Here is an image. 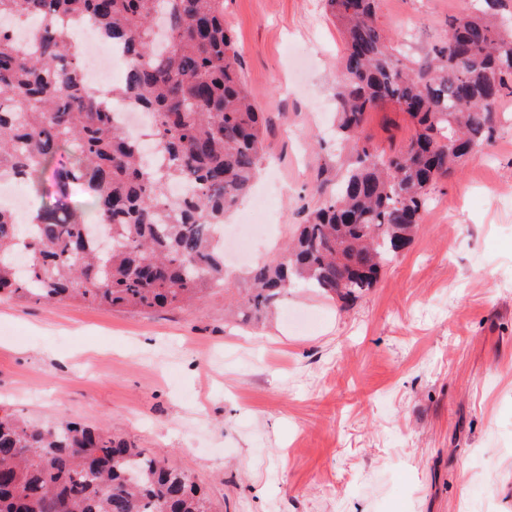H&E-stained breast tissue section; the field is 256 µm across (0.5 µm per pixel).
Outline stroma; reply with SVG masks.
Segmentation results:
<instances>
[{"instance_id":"obj_1","label":"stroma","mask_w":512,"mask_h":512,"mask_svg":"<svg viewBox=\"0 0 512 512\" xmlns=\"http://www.w3.org/2000/svg\"><path fill=\"white\" fill-rule=\"evenodd\" d=\"M476 0H380L407 60ZM245 85L267 112L255 193L275 258L345 155L332 137L342 36L324 0H224ZM489 146L431 191L410 247L351 304L305 288L230 318L228 269L190 310L0 301V413L108 425L188 470L213 512H512V98ZM371 143L413 134L369 112Z\"/></svg>"}]
</instances>
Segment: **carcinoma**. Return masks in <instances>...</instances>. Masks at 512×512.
I'll return each instance as SVG.
<instances>
[{
	"label": "carcinoma",
	"mask_w": 512,
	"mask_h": 512,
	"mask_svg": "<svg viewBox=\"0 0 512 512\" xmlns=\"http://www.w3.org/2000/svg\"><path fill=\"white\" fill-rule=\"evenodd\" d=\"M448 22V37L412 68L377 24L378 0H326L343 37L336 132L353 160L295 238L251 268L244 316L258 320L297 286L353 300L420 230L436 182L492 141L512 97V25L494 11ZM91 18L127 64L112 97L151 117L161 160L143 155L80 77L74 28ZM41 19L37 54L0 28V181L37 201L33 219L0 208V297L182 309L227 287L224 215L263 160L265 113L251 101L224 0H0V23ZM392 103L415 127L394 153L364 135ZM72 182L84 196L68 197ZM187 194L170 195L174 185ZM107 226L112 248L88 238ZM0 512H212L193 475L77 421L0 415Z\"/></svg>",
	"instance_id": "carcinoma-1"
}]
</instances>
